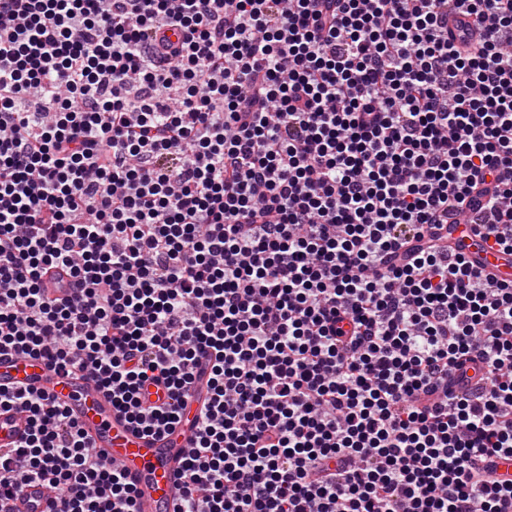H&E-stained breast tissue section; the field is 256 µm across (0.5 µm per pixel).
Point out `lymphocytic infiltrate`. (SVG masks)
<instances>
[{
  "label": "lymphocytic infiltrate",
  "mask_w": 512,
  "mask_h": 512,
  "mask_svg": "<svg viewBox=\"0 0 512 512\" xmlns=\"http://www.w3.org/2000/svg\"><path fill=\"white\" fill-rule=\"evenodd\" d=\"M503 166L512 0H0V353L151 435L207 358L179 512H512V281L445 236ZM0 408V512H135L64 405ZM29 419L15 409H0V448H16L29 433ZM48 503V491L41 484L31 483L16 501V512H45Z\"/></svg>",
  "instance_id": "f902f5d3"
}]
</instances>
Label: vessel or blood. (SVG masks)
Here are the masks:
<instances>
[{"mask_svg":"<svg viewBox=\"0 0 512 512\" xmlns=\"http://www.w3.org/2000/svg\"><path fill=\"white\" fill-rule=\"evenodd\" d=\"M485 195L473 194L467 214L448 227V248L463 253L473 268L498 281H512V254L489 246L484 232L471 224ZM23 386L68 405L91 448L119 465L135 491L136 512H177V475L194 436V422L204 405L202 382L184 398V416L171 431L159 436L133 429L113 406L111 396L91 377L77 378L41 359L14 353L0 355V387ZM30 429L25 413L0 409V448L19 446ZM48 491L41 484L25 487L17 512H45Z\"/></svg>","mask_w":512,"mask_h":512,"instance_id":"1","label":"vessel or blood"}]
</instances>
